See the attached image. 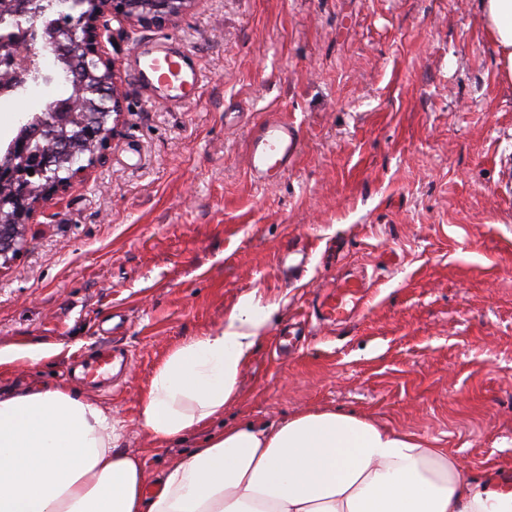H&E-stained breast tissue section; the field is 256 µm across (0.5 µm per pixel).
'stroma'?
Segmentation results:
<instances>
[{
    "mask_svg": "<svg viewBox=\"0 0 512 512\" xmlns=\"http://www.w3.org/2000/svg\"><path fill=\"white\" fill-rule=\"evenodd\" d=\"M157 37L198 58L197 99L158 104L137 82L132 57ZM113 43L123 123L0 276V348L56 352L0 366V391L58 384L110 410L155 486L195 444L138 425L155 367L251 296L274 315L225 424L354 412L512 489V85L477 0H199ZM42 66L0 152L62 92ZM272 115L299 149L263 185L246 154ZM358 276L366 305L317 320L323 288ZM111 334L130 365L112 391L88 388L71 360Z\"/></svg>",
    "mask_w": 512,
    "mask_h": 512,
    "instance_id": "stroma-1",
    "label": "stroma"
}]
</instances>
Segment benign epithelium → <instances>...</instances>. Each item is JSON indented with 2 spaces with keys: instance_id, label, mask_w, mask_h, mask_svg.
<instances>
[{
  "instance_id": "benign-epithelium-1",
  "label": "benign epithelium",
  "mask_w": 512,
  "mask_h": 512,
  "mask_svg": "<svg viewBox=\"0 0 512 512\" xmlns=\"http://www.w3.org/2000/svg\"><path fill=\"white\" fill-rule=\"evenodd\" d=\"M14 29L0 32V70L8 76L26 75L31 62L51 55L69 63V74L76 80L82 77V66L71 58L68 47L58 40L41 38V0H5ZM196 0H104L94 14L75 17L68 24L70 36L78 41L86 53L97 61L102 77L101 94L110 99L109 111L88 115L81 137L86 140L91 162L98 161L110 147L123 116L122 96L119 93L115 61L109 50L113 45L112 22L120 26H164L188 14ZM81 102L71 101L66 106L50 110L52 118L46 124L28 126L27 139L18 147L19 154L9 164L0 165V217L8 216V223L0 224V275L10 269L23 249L28 224L37 208L46 200L65 192L77 174L66 178L55 169L58 160L76 154L74 141L68 133H59L76 118ZM36 168L27 172V159Z\"/></svg>"
}]
</instances>
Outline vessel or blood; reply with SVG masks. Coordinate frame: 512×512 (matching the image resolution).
<instances>
[{
    "instance_id": "1",
    "label": "vessel or blood",
    "mask_w": 512,
    "mask_h": 512,
    "mask_svg": "<svg viewBox=\"0 0 512 512\" xmlns=\"http://www.w3.org/2000/svg\"><path fill=\"white\" fill-rule=\"evenodd\" d=\"M134 69L141 85L151 90L155 100L182 103L198 96L202 87V72L197 61L175 39H151L138 47ZM294 126L280 117L261 123L252 133L248 144V163L254 177L273 181L281 177L298 149ZM360 297L357 289L326 291L319 302L322 320L334 322L355 312Z\"/></svg>"
}]
</instances>
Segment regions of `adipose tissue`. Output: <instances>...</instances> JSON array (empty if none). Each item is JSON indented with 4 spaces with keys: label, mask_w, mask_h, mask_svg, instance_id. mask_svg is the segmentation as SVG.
I'll return each instance as SVG.
<instances>
[{
    "label": "adipose tissue",
    "mask_w": 512,
    "mask_h": 512,
    "mask_svg": "<svg viewBox=\"0 0 512 512\" xmlns=\"http://www.w3.org/2000/svg\"><path fill=\"white\" fill-rule=\"evenodd\" d=\"M502 82L512 85V0H479ZM273 314L242 299L223 324L156 367L137 422L157 442L195 437L154 493L119 422L60 385L0 393V512H512V490L466 476L427 438L365 417L305 411L210 430Z\"/></svg>",
    "instance_id": "obj_1"
}]
</instances>
